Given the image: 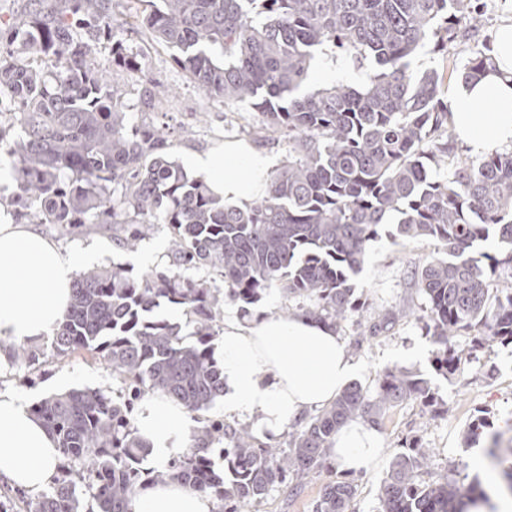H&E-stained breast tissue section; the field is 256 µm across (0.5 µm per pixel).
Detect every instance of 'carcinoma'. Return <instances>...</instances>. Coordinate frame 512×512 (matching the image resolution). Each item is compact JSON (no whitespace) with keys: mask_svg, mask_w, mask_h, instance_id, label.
Instances as JSON below:
<instances>
[{"mask_svg":"<svg viewBox=\"0 0 512 512\" xmlns=\"http://www.w3.org/2000/svg\"><path fill=\"white\" fill-rule=\"evenodd\" d=\"M138 25L179 51L177 65L208 97L246 104L265 129L288 137V162L266 182L262 199L226 205L204 175L190 176L167 152L153 122L131 124L120 96L96 64L104 44L112 63L138 69L117 38L113 0H26L0 28V120L20 126L9 145L17 192L11 203L40 224H110L126 248L156 224L172 232L169 266L139 276L121 265L79 272L72 300L53 333L51 355L90 351L127 385L118 402L101 389H72L34 404L64 463L50 490L21 499V512H133L149 483L173 480L214 497L222 512H268L277 484L298 489L323 467L337 431L360 420L382 430L389 412L418 401L438 412L431 382L387 367L367 387L348 384L318 413L290 426L288 447L259 441L248 424L202 419L190 444L159 468L144 469L150 444L131 418L134 402L161 394L190 414L224 396V372L211 339L224 301L246 306L275 289L302 314L339 330L359 310L353 279L379 229L395 225L404 242L431 240L442 252L411 272L427 306L423 322L433 364L454 375L464 360L453 343L463 331L475 342L512 343V146L461 158L450 122L448 73L411 70L417 48L439 52L479 22L475 0H140ZM334 48L375 71L360 88L313 89L315 52ZM54 56L55 72L22 57ZM496 70L476 45L453 67L469 86ZM140 107L151 115L163 100L148 86ZM6 127V128H8ZM0 127V139L6 133ZM495 238L498 251L477 250ZM219 275L224 288L194 271ZM178 306L183 328L152 316L160 302ZM407 316L405 307L378 313L373 333ZM20 364L46 356L40 348L0 340ZM492 437L490 455L512 485V448ZM224 443V474L210 447ZM429 449L418 442L393 457L379 512H463L481 492L448 476L425 482ZM351 481L327 482L312 512H350Z\"/></svg>","mask_w":512,"mask_h":512,"instance_id":"obj_1","label":"carcinoma"}]
</instances>
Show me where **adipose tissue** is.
I'll use <instances>...</instances> for the list:
<instances>
[{
	"mask_svg": "<svg viewBox=\"0 0 512 512\" xmlns=\"http://www.w3.org/2000/svg\"><path fill=\"white\" fill-rule=\"evenodd\" d=\"M495 72L462 89L451 106V122L461 146L479 155L512 145V24L494 35ZM491 101L493 116L475 111ZM189 167L205 172L212 190L235 202L263 192L268 160L241 144L190 155ZM94 248L63 252L27 224H0V338L37 342L52 335L71 301L78 269L95 259ZM224 368V411L252 419L259 434L279 435L306 411L328 406L360 372L334 328L296 314L263 312L242 319L224 308V339L218 348ZM138 434L153 457L166 462L181 453L195 427L185 410L157 395L144 401L136 417ZM382 442L375 428L344 425L331 448L338 470L368 472ZM61 460L54 436L32 414L25 397L0 391V479L30 493L42 491ZM207 494L176 482L159 483L137 494L133 512H211Z\"/></svg>",
	"mask_w": 512,
	"mask_h": 512,
	"instance_id": "obj_1",
	"label": "adipose tissue"
}]
</instances>
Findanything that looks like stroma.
<instances>
[{
    "instance_id": "obj_1",
    "label": "stroma",
    "mask_w": 512,
    "mask_h": 512,
    "mask_svg": "<svg viewBox=\"0 0 512 512\" xmlns=\"http://www.w3.org/2000/svg\"><path fill=\"white\" fill-rule=\"evenodd\" d=\"M510 21L512 0H481V23L476 32L469 39L449 45L448 58L444 61L452 66L462 65L471 45L492 44L495 30ZM124 41L128 49L137 54L141 72L131 74L113 68L112 53L107 47L100 49L96 62L99 67L110 70L111 80L120 89L128 118L133 123L139 122L141 117L138 108L141 84L153 80L156 93L164 100L163 113L154 115L153 120L167 132L169 154L174 160L181 163L188 155L235 141L248 144L269 157L272 169H280L287 161V137L269 135L258 113L208 98L175 64V48L156 43L143 30H129ZM444 61L426 46L414 55L412 70L418 75L439 67ZM36 230L66 252L99 245L103 252L101 265L121 263L130 266L136 275L150 267H166L170 260L171 231L165 224L156 225L149 238L139 245L138 250L150 249L155 253L149 266L134 263L136 250L117 245L111 232L95 229L91 224L80 231L58 224H40ZM436 251L435 243L430 241L402 244L382 238L371 246L363 270L354 280L364 309L358 321L349 322L343 328L341 336L350 355L362 366L358 381L369 386L377 372L384 368H408L432 379L447 411L434 418L419 403L410 402L390 412L381 435L383 454L371 472L357 476L352 512H376L379 488L389 463L401 453L406 441L416 439L432 449L425 479L445 475L464 487L486 480L485 472L472 468V449L465 442L468 426L478 412H487L492 424L491 433L481 436L480 448H488L495 431L501 432L504 445L512 446V344L494 342L477 349L471 335L460 333L454 342L458 349L470 352L471 359L448 381L435 374L433 345L422 323L414 318L401 320L388 332L376 336L369 333L371 319L381 309L402 304L407 299L412 300L414 307L424 306L425 301L417 295L410 271ZM0 384L24 394L32 405L74 387L100 388L117 400L124 399L126 393L125 384L113 378L103 360L83 351L43 363L8 364L0 368ZM329 478L326 472L310 475L293 495L285 487H276L269 495L271 512H312V505Z\"/></svg>"
}]
</instances>
